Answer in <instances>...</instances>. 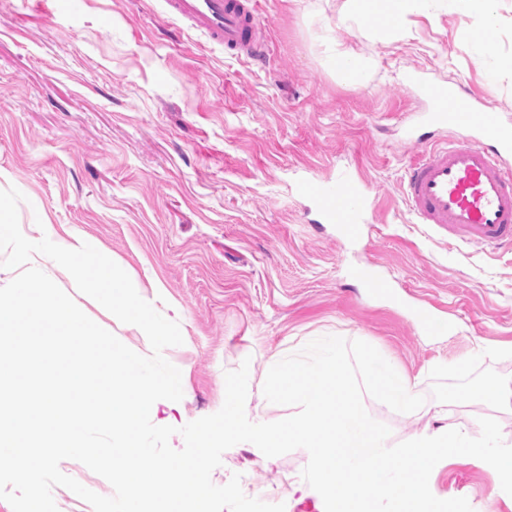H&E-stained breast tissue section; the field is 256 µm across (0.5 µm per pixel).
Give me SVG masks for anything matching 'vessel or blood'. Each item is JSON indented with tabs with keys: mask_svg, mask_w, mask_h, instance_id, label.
Here are the masks:
<instances>
[{
	"mask_svg": "<svg viewBox=\"0 0 512 512\" xmlns=\"http://www.w3.org/2000/svg\"><path fill=\"white\" fill-rule=\"evenodd\" d=\"M172 16L187 22L233 56L264 58V30L255 0H164ZM404 85L427 98L420 125L469 130L468 138L434 150L412 163L405 195L418 223L435 224L450 235L485 247L512 245V173L499 159L512 154V126L489 119L468 92L439 87L418 73ZM321 221L354 234L368 223L373 200L359 176L340 170L331 181L306 183Z\"/></svg>",
	"mask_w": 512,
	"mask_h": 512,
	"instance_id": "obj_1",
	"label": "vessel or blood"
}]
</instances>
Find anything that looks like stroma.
I'll return each instance as SVG.
<instances>
[{
    "instance_id": "stroma-1",
    "label": "stroma",
    "mask_w": 512,
    "mask_h": 512,
    "mask_svg": "<svg viewBox=\"0 0 512 512\" xmlns=\"http://www.w3.org/2000/svg\"><path fill=\"white\" fill-rule=\"evenodd\" d=\"M266 60L231 58L163 0H0V168L26 197L19 224L77 232L142 288L178 306L183 343L169 347L188 375L187 421L219 407L226 372L248 364L260 387L273 362L314 336L362 340L416 379L512 349V246L487 253L417 223L403 194L424 146L457 128L409 139L428 102L403 88L408 72L482 94L485 112L512 122V0H496L492 53L483 23L450 0H417L399 26L352 17L348 0H258ZM363 62L336 73L337 52ZM349 168L374 200L356 241L323 224L302 186ZM373 264L392 289L375 298L353 279ZM422 310L448 322L441 335ZM460 427L495 418L512 438V409L451 403ZM303 449L262 460L226 450L215 485L240 474L245 494L277 493L285 512H325L314 489L292 490ZM440 498L474 512H512L484 462L439 467Z\"/></svg>"
}]
</instances>
